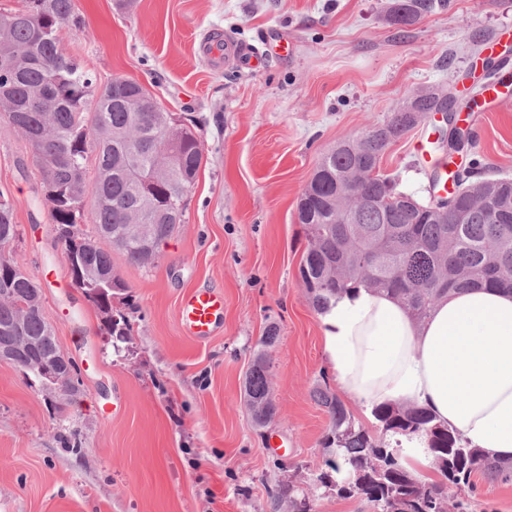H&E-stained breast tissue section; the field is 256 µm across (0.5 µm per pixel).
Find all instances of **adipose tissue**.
<instances>
[{"instance_id":"ef3b65f1","label":"adipose tissue","mask_w":512,"mask_h":512,"mask_svg":"<svg viewBox=\"0 0 512 512\" xmlns=\"http://www.w3.org/2000/svg\"><path fill=\"white\" fill-rule=\"evenodd\" d=\"M321 321L336 382L365 411L424 409L468 447L512 461V294L452 293L419 321L389 293L362 288Z\"/></svg>"}]
</instances>
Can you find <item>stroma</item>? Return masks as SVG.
<instances>
[{
  "instance_id": "1",
  "label": "stroma",
  "mask_w": 512,
  "mask_h": 512,
  "mask_svg": "<svg viewBox=\"0 0 512 512\" xmlns=\"http://www.w3.org/2000/svg\"><path fill=\"white\" fill-rule=\"evenodd\" d=\"M393 0H74L87 35L61 32L99 84L121 77L198 120L204 162L185 221L146 268L112 259L127 282L132 332L109 335L71 283L57 229L40 202L26 138L0 130V191L14 209L11 250L42 287L46 320L71 357L76 399L48 405L34 377L0 363V512H270L294 470L312 485L330 456V420L312 393L336 389L319 315L301 284L308 241L296 203L320 155L344 135L387 121L410 96L450 90L474 108L489 83L512 81V0H449L399 38ZM215 32L246 48L272 36L287 56L261 67L210 68L197 52ZM429 114L395 140L381 168L428 201L413 149ZM466 158L512 174V106L462 119ZM224 296V319L199 341L180 325L190 290ZM274 421L255 430L245 375L268 326ZM121 400L113 411V400Z\"/></svg>"
}]
</instances>
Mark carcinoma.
Wrapping results in <instances>:
<instances>
[{
    "label": "carcinoma",
    "instance_id": "obj_1",
    "mask_svg": "<svg viewBox=\"0 0 512 512\" xmlns=\"http://www.w3.org/2000/svg\"><path fill=\"white\" fill-rule=\"evenodd\" d=\"M448 0H397L389 10L391 24L403 29L437 10ZM85 29L73 0H17L0 11V88L10 90L17 111L3 115L4 123L23 124L37 165L55 168L57 194L45 200L47 217L57 225V245L65 259L80 252L101 278L80 282V290L108 298L128 285L112 261L117 250L141 267V238L132 217L142 214L164 244L183 223L187 199L203 164V146L195 133L179 123L162 101L143 84L114 78L99 87L73 56L60 48V32ZM423 113L453 110L456 103L439 100L432 91L417 94ZM50 121L55 136L44 139L41 129ZM346 148L322 154L297 201L308 248L300 274L313 309L323 313L330 300L357 287L386 291L400 299L418 320L450 291L482 286L512 292V177L472 160L455 176L456 190L448 201L450 222L431 211L442 199L411 208L370 204L394 193V180L381 171L386 147L349 133ZM95 168H89L90 157ZM374 171L361 180L359 201L342 202L340 191L356 181L359 160ZM92 187V202H80L70 191L73 181ZM0 192V273L18 260L7 252L17 236L12 203ZM92 225L89 234L83 226ZM12 287L14 302L0 304V336L14 326L17 310L42 299L39 283L23 271ZM112 336L132 330L126 314L102 318ZM44 317L26 321L19 335L45 336ZM278 340L268 328L245 376L244 397L257 428L276 416L270 386L268 349ZM316 403L329 416L323 445L331 449L328 470L315 479L342 498H357L372 512H473L476 478L487 483L512 480V463L491 460L466 448L448 428L434 422L425 410L403 404L374 409L383 438L356 421L342 399L326 387L313 391ZM396 435L427 439L430 462L439 480L425 482L408 471L390 447ZM461 491L452 502L448 490ZM310 493L290 479L272 495L271 512H311Z\"/></svg>",
    "mask_w": 512,
    "mask_h": 512
}]
</instances>
